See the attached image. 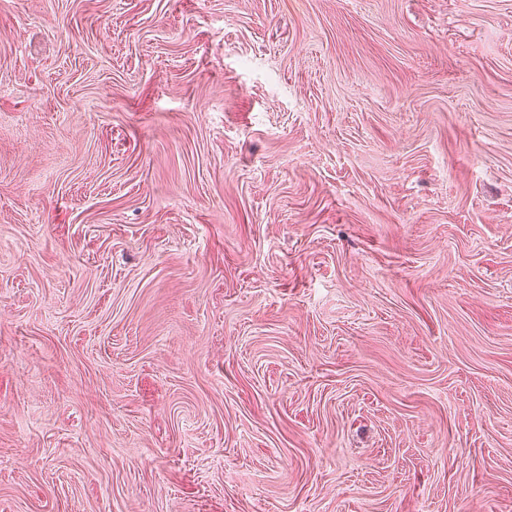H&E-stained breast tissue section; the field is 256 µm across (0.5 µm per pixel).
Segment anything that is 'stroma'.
I'll return each mask as SVG.
<instances>
[{
  "mask_svg": "<svg viewBox=\"0 0 512 512\" xmlns=\"http://www.w3.org/2000/svg\"><path fill=\"white\" fill-rule=\"evenodd\" d=\"M0 512H512V0H0Z\"/></svg>",
  "mask_w": 512,
  "mask_h": 512,
  "instance_id": "35a3bbf8",
  "label": "stroma"
}]
</instances>
